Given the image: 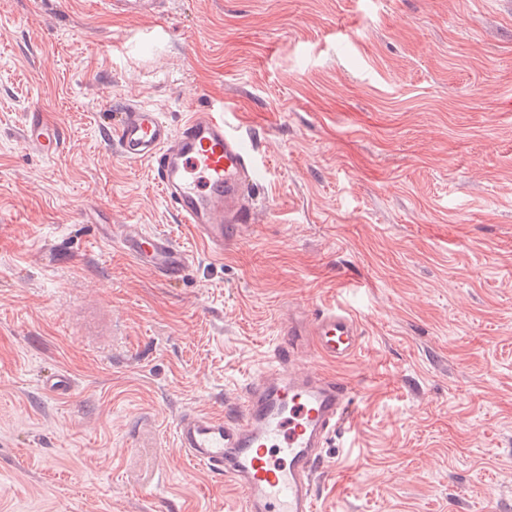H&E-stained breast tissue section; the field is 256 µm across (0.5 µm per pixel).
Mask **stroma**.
<instances>
[{
	"label": "stroma",
	"mask_w": 512,
	"mask_h": 512,
	"mask_svg": "<svg viewBox=\"0 0 512 512\" xmlns=\"http://www.w3.org/2000/svg\"><path fill=\"white\" fill-rule=\"evenodd\" d=\"M219 100L265 170L220 257L108 146L125 103ZM36 106L50 160L19 138ZM329 305L362 346L295 358L352 390L319 512H512V0H0V512H236L175 419L232 417L278 324ZM112 13L129 17L162 14L163 0H108ZM108 239L118 241L141 264L168 278L181 276L190 265L189 255L163 234L131 233L121 224H110ZM40 386L49 395L66 397L72 394L75 385L73 378L68 373L57 371L41 379Z\"/></svg>",
	"instance_id": "1"
}]
</instances>
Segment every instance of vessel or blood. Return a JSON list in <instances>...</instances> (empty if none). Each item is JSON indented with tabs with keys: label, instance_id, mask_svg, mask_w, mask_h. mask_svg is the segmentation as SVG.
Segmentation results:
<instances>
[{
	"label": "vessel or blood",
	"instance_id": "obj_1",
	"mask_svg": "<svg viewBox=\"0 0 512 512\" xmlns=\"http://www.w3.org/2000/svg\"><path fill=\"white\" fill-rule=\"evenodd\" d=\"M162 4L112 0L111 6L113 13L135 17L160 14ZM21 130L24 144L42 156L56 157L63 147L61 129L40 110L26 113ZM110 148L124 161L149 164L170 209L211 253L223 255L228 229L253 221L258 166L223 107L190 113L174 127L153 109L127 104ZM109 238L163 276H181L190 265L189 255L166 235L131 233L116 224ZM279 336L272 374L248 385L233 418L190 411L175 425L184 454L234 487L238 512H317L323 448L351 407L345 383L319 370L297 371L293 361L304 342L333 362L354 357L361 336L350 311L329 307L311 321L280 324ZM40 386L49 395L66 397L74 380L58 371Z\"/></svg>",
	"mask_w": 512,
	"mask_h": 512
}]
</instances>
